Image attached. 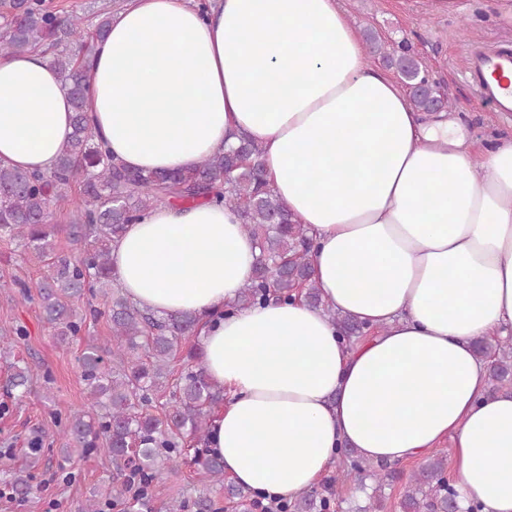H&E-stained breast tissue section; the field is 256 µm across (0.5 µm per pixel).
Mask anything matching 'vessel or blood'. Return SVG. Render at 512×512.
I'll return each instance as SVG.
<instances>
[{"instance_id": "b4317fda", "label": "vessel or blood", "mask_w": 512, "mask_h": 512, "mask_svg": "<svg viewBox=\"0 0 512 512\" xmlns=\"http://www.w3.org/2000/svg\"><path fill=\"white\" fill-rule=\"evenodd\" d=\"M465 75L470 86L492 111L512 114V47L466 49Z\"/></svg>"}]
</instances>
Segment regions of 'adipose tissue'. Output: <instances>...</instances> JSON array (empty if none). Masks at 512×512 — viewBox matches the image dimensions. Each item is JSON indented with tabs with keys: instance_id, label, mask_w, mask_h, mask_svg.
I'll return each instance as SVG.
<instances>
[{
	"instance_id": "adipose-tissue-1",
	"label": "adipose tissue",
	"mask_w": 512,
	"mask_h": 512,
	"mask_svg": "<svg viewBox=\"0 0 512 512\" xmlns=\"http://www.w3.org/2000/svg\"><path fill=\"white\" fill-rule=\"evenodd\" d=\"M128 0L86 69L95 142L132 170L192 169L246 137L314 242L326 309L235 308L259 253L236 211L158 206L110 244L139 308L200 320L228 396L208 447L288 499L341 449L373 463L452 442L460 507L512 512V395L477 340L512 332V136L471 140L371 61L340 0ZM73 112L50 56L0 55V164L50 172ZM334 309L374 335L346 344Z\"/></svg>"
}]
</instances>
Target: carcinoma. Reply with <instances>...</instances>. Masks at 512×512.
Returning <instances> with one entry per match:
<instances>
[{
  "mask_svg": "<svg viewBox=\"0 0 512 512\" xmlns=\"http://www.w3.org/2000/svg\"><path fill=\"white\" fill-rule=\"evenodd\" d=\"M0 54H16L47 47L69 97L73 112V135L48 173L22 171L0 165V237L19 239L45 273L36 285L43 319L64 342L77 336L87 316L106 315L112 329V345L89 344L80 363L90 396V407L63 430V459L75 452L98 450L112 460V486L106 495L115 499L128 493L129 477L139 474L155 479L164 467H174L187 440L207 445L209 415L224 401V389L212 384L201 363L173 377L171 362L181 345L198 334L191 314L157 317L139 309L110 277V243L126 225L161 204L190 203L216 198L236 210L243 228L258 246L254 274L239 292L229 310L289 302L294 296L321 307L339 325L345 343L366 333L354 319L336 313L324 304L312 280L311 242L305 225L298 223L288 206L273 192L263 175L262 150L252 140L241 138L203 159L194 169L143 173L125 168L94 141L86 123L89 101L85 90L86 59L91 42L107 36L110 12H95V22L86 26L85 16H61L47 0H0ZM373 51L396 70L409 90L415 107L431 111L440 95L407 39L389 45L367 33ZM73 205L70 240L78 253L60 254L49 224L53 206ZM111 288L105 310L79 307L87 292ZM476 353L490 361L489 394L512 392V336L483 339ZM33 374L24 365H14L11 387L24 396L31 389ZM42 433L31 440L27 468L13 474L11 486L20 495L29 494V469L38 465ZM347 463L338 479L363 482L376 475L379 466L362 460L355 450L343 451ZM200 473L211 482L225 485L229 498L243 512L253 506L248 489L224 483V460L200 451L194 457ZM333 485L312 489L294 498L289 512H330ZM403 512H460L457 492L445 474L440 458L427 461L411 475L402 500Z\"/></svg>",
  "mask_w": 512,
  "mask_h": 512,
  "instance_id": "cac0c4a2",
  "label": "carcinoma"
}]
</instances>
